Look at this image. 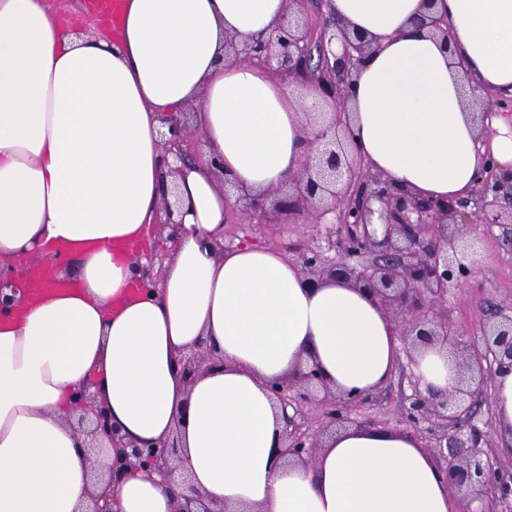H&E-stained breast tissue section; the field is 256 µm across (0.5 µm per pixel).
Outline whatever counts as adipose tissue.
I'll use <instances>...</instances> for the list:
<instances>
[{"label":"adipose tissue","instance_id":"1","mask_svg":"<svg viewBox=\"0 0 512 512\" xmlns=\"http://www.w3.org/2000/svg\"><path fill=\"white\" fill-rule=\"evenodd\" d=\"M426 0H326L372 39L344 116L371 171L423 198L476 187L486 156L512 171V124L483 139L466 87L512 97V0H434L450 42L416 23ZM288 0H123L118 35L76 36L49 0H0V276L24 257L74 258L66 291L17 293L0 315V512H174L161 476L111 485L66 418L87 388L131 439L179 433L182 472L228 512H455L445 471L410 433L354 427L314 464H287L268 386L316 362L338 391L374 393L403 360L402 327L365 288L306 280L287 255L223 248L232 200L287 184L317 145L303 103L260 65L224 56L274 33ZM193 111L200 155L165 153L159 122ZM224 161L223 171L210 164ZM178 196L175 247L143 287L137 246ZM207 342L221 367L187 383L177 358ZM421 388L452 391L446 347H420Z\"/></svg>","mask_w":512,"mask_h":512}]
</instances>
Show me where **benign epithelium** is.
I'll use <instances>...</instances> for the list:
<instances>
[{
	"label": "benign epithelium",
	"mask_w": 512,
	"mask_h": 512,
	"mask_svg": "<svg viewBox=\"0 0 512 512\" xmlns=\"http://www.w3.org/2000/svg\"><path fill=\"white\" fill-rule=\"evenodd\" d=\"M335 25L323 15L311 27L290 10L277 34L243 46L225 39V56L256 61L276 76L302 86L315 85L320 94L333 101L336 112L322 122L315 139L322 149L293 179L295 210L311 214L320 223L329 211L336 213L335 228L326 246L310 247L300 254L303 273L309 278L336 277L369 289L381 307L402 319L404 349L408 360L419 343L439 342L457 355L461 369L460 386L453 393H422L419 382L411 381L405 418L415 439L428 436L423 445L430 455L444 460L449 487L465 496H486L502 505L500 512H512V467L497 459L487 432L468 416L470 406L463 397L484 391L487 381L512 372V302L501 307L494 320L477 332L455 328L448 312V289L467 284L479 263L475 242L467 239L463 227L500 224L504 210L512 211V176L497 174V165L487 167L478 185L483 208L475 216L466 204L453 200H419L393 188L389 180L368 170L352 147L349 128L343 124L352 70L370 50L364 37L343 35L339 57L329 58L326 36ZM161 133L166 151L180 160L189 158L185 149L192 133L172 118L163 121ZM381 205L384 232L372 228L371 201ZM334 252L329 256L328 252ZM427 304L434 314V327H426L420 308ZM223 365L205 343L179 361L188 382ZM283 415L282 454L307 464L315 460L319 433L305 427V410L321 404L329 408L326 426L351 422L350 413L371 401L365 396L348 397L335 392L323 378L317 364L297 367L283 382L269 386ZM74 410L81 412L74 429L80 447L88 449L102 441L120 450L126 466L145 464L170 478L178 468L181 445L178 435L156 445L141 444L121 434L103 406L96 404L86 389L77 391ZM176 512H226L209 503L190 482L176 501Z\"/></svg>",
	"instance_id": "7a95c632"
}]
</instances>
